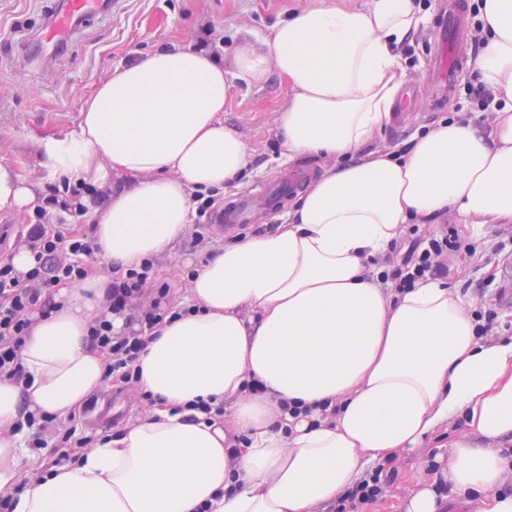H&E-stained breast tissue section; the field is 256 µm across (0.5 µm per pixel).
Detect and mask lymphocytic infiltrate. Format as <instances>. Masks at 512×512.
Listing matches in <instances>:
<instances>
[{
    "label": "lymphocytic infiltrate",
    "mask_w": 512,
    "mask_h": 512,
    "mask_svg": "<svg viewBox=\"0 0 512 512\" xmlns=\"http://www.w3.org/2000/svg\"><path fill=\"white\" fill-rule=\"evenodd\" d=\"M86 195L96 201L103 198L102 193L91 192L80 183L48 185L46 195L28 219L26 232L13 241L14 247L26 248L34 254L35 266L22 273L10 262L0 261L1 378L24 381L20 352L34 324L33 309L46 313L51 308L50 288L81 281L91 270L87 259L96 250L93 240L67 231L64 220L53 216L54 208L59 207L70 217H84L88 209L81 199ZM460 247L454 228H444L413 245L405 261L384 271L383 278L397 288L411 287L417 279L435 275L441 267V257ZM105 301L108 313L90 325V338L106 357L108 375L131 387L137 381L136 363L146 346L147 334L162 324L167 315L179 313L180 308L172 301L170 285L158 281L151 260L113 278ZM114 315L125 318L126 332H113L110 318ZM25 424L31 432L30 447L50 449L57 466L73 461L94 442L90 436L77 438L70 432L58 433L52 419L46 417L31 414ZM393 482V471L381 465L374 467L338 497L334 512H367L369 506L383 499Z\"/></svg>",
    "instance_id": "lymphocytic-infiltrate-1"
}]
</instances>
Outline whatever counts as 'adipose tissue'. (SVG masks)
Listing matches in <instances>:
<instances>
[{
	"instance_id": "1",
	"label": "adipose tissue",
	"mask_w": 512,
	"mask_h": 512,
	"mask_svg": "<svg viewBox=\"0 0 512 512\" xmlns=\"http://www.w3.org/2000/svg\"><path fill=\"white\" fill-rule=\"evenodd\" d=\"M470 69L493 119L452 116L405 149L371 142L408 72L400 53L424 22L418 0H351L276 24L235 77L289 89L277 128L289 158L334 159L285 223L239 235L189 275L195 312L153 332L137 362L152 405L75 462L47 468L14 428L28 413L81 411L104 384L89 325L108 279L59 286L33 313L25 384L0 380V494L13 512H319L374 462L462 421L442 476L478 512H512V337L482 339L445 280L383 285L406 225L452 214L466 231L512 223V0H477ZM224 67L165 47L115 70L77 127L37 139L52 181L108 191L96 255L130 269L184 236L196 193L229 187L248 163L224 123ZM215 401L227 415L193 422ZM300 414H293V407Z\"/></svg>"
}]
</instances>
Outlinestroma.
<instances>
[{"label": "stroma", "mask_w": 512, "mask_h": 512, "mask_svg": "<svg viewBox=\"0 0 512 512\" xmlns=\"http://www.w3.org/2000/svg\"><path fill=\"white\" fill-rule=\"evenodd\" d=\"M61 2L0 0V166L34 184L48 181L35 150L36 139L73 129L86 99L121 65L163 47H189L199 26L209 20L224 30L222 62L230 72L236 53L243 48L264 50L271 27L288 14L320 3L337 5L341 0H124L120 13L91 19L56 59L47 61L40 53L38 32L46 14ZM423 2L427 20L413 43L403 48L409 67L404 92L410 105L376 136L372 143L376 151L408 141L421 126L443 116L476 115L485 122L492 118L491 109L475 93L478 81L466 67L457 74L453 97L437 102L432 58L440 0ZM288 93L286 84L275 76L261 85L232 79L224 122L243 136L249 160L225 201L287 179L293 171H303L309 178L328 166L325 158L285 157L276 116ZM468 244V249L444 258L442 277L450 289L472 301L474 313L493 314L491 338L512 336V224L485 225ZM212 250L193 248L185 237L170 253L157 258V277L170 284L174 301L188 297L189 264L207 261ZM143 409L138 398L108 380L76 418L60 417L56 424L62 429L76 427L83 436L107 433ZM458 430V425H443L417 449L396 453L390 463L396 480L369 512H407L412 493L433 478L429 463L446 464L448 443Z\"/></svg>", "instance_id": "35a3bbf8"}]
</instances>
